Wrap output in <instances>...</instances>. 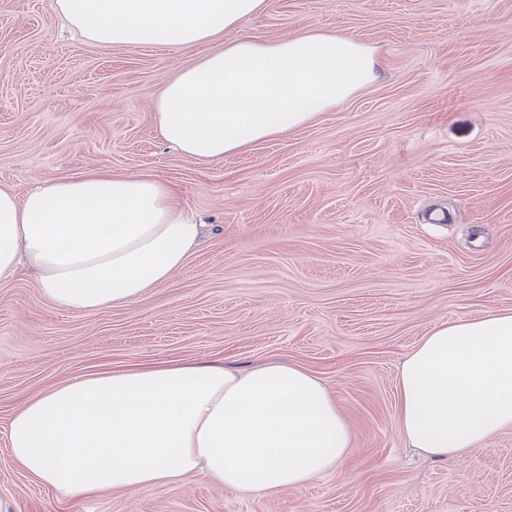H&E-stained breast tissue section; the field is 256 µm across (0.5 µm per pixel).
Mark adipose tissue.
<instances>
[{"mask_svg":"<svg viewBox=\"0 0 512 512\" xmlns=\"http://www.w3.org/2000/svg\"><path fill=\"white\" fill-rule=\"evenodd\" d=\"M265 0H55L83 41L187 50L258 15ZM377 76L355 41L241 36L162 84L159 135L203 163L272 140ZM201 227L158 177L82 173L24 194L0 187V278L34 271L56 308L100 312L169 282ZM400 430L439 459L512 425V312L431 328L397 380ZM43 485L87 498L202 473L229 489H298L345 458L348 424L317 376L169 360L81 374L24 401L4 431Z\"/></svg>","mask_w":512,"mask_h":512,"instance_id":"ef3b65f1","label":"adipose tissue"}]
</instances>
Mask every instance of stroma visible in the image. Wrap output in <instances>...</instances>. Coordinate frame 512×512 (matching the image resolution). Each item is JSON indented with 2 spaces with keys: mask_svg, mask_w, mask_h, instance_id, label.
Returning a JSON list of instances; mask_svg holds the SVG:
<instances>
[{
  "mask_svg": "<svg viewBox=\"0 0 512 512\" xmlns=\"http://www.w3.org/2000/svg\"><path fill=\"white\" fill-rule=\"evenodd\" d=\"M54 0H0V185L164 179L208 229L166 284L89 314L0 280V425L70 378L168 359L298 365L346 418V457L283 494L203 474L71 498L0 437V512H512V426L456 458L409 447L402 361L435 324L512 310V0H265L188 50L82 42ZM367 47L374 81L279 137L201 163L155 126L161 84L250 35Z\"/></svg>",
  "mask_w": 512,
  "mask_h": 512,
  "instance_id": "35a3bbf8",
  "label": "stroma"
}]
</instances>
